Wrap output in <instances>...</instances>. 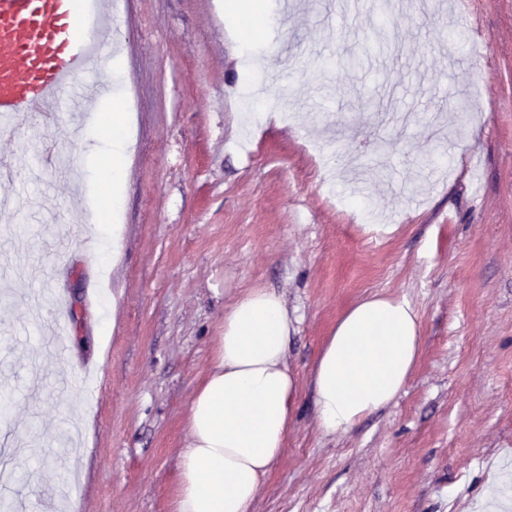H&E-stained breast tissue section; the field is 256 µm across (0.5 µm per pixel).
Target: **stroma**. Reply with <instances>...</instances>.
<instances>
[{
  "instance_id": "1",
  "label": "stroma",
  "mask_w": 512,
  "mask_h": 512,
  "mask_svg": "<svg viewBox=\"0 0 512 512\" xmlns=\"http://www.w3.org/2000/svg\"><path fill=\"white\" fill-rule=\"evenodd\" d=\"M225 2L125 0V50L90 71L118 81L99 111L123 126L121 159L65 121L0 128L15 223L44 230L0 279V384L15 393L0 438L29 444L0 495L39 512L68 486L61 512H173L224 310L267 288L295 327L299 387L253 512H482L491 486L512 501V0H235L266 16L243 38ZM471 14L480 28L457 42ZM37 142L80 154L77 185L33 178ZM107 202L114 256L90 238ZM57 236L68 252L47 250ZM53 269L71 302L65 362L26 318ZM376 293L417 307L420 359L392 405L324 432L316 362ZM87 372L90 399L55 397Z\"/></svg>"
}]
</instances>
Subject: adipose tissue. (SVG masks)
I'll use <instances>...</instances> for the list:
<instances>
[{"label":"adipose tissue","instance_id":"adipose-tissue-1","mask_svg":"<svg viewBox=\"0 0 512 512\" xmlns=\"http://www.w3.org/2000/svg\"><path fill=\"white\" fill-rule=\"evenodd\" d=\"M292 329L285 302L266 288L249 289L225 311L212 366L189 409L173 512H252L294 413L297 380L286 363ZM421 348L409 300L374 295L349 308L312 378L320 428L343 433L390 405Z\"/></svg>","mask_w":512,"mask_h":512}]
</instances>
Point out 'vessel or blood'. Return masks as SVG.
Here are the masks:
<instances>
[{
  "label": "vessel or blood",
  "instance_id": "obj_1",
  "mask_svg": "<svg viewBox=\"0 0 512 512\" xmlns=\"http://www.w3.org/2000/svg\"><path fill=\"white\" fill-rule=\"evenodd\" d=\"M118 24L112 0H84L79 13L74 0H0V124L34 115L51 125L65 116L85 128L110 87L82 76L98 63ZM39 303L51 313L49 352L68 358L65 290L42 294Z\"/></svg>",
  "mask_w": 512,
  "mask_h": 512
}]
</instances>
